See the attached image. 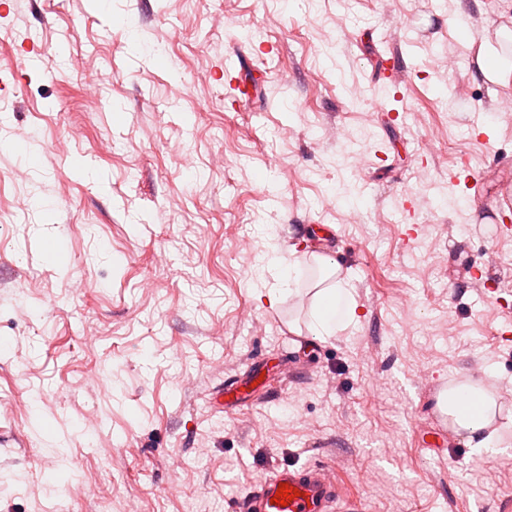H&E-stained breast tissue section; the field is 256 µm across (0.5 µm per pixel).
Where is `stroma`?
<instances>
[{"label": "stroma", "mask_w": 512, "mask_h": 512, "mask_svg": "<svg viewBox=\"0 0 512 512\" xmlns=\"http://www.w3.org/2000/svg\"><path fill=\"white\" fill-rule=\"evenodd\" d=\"M500 11L0 0V512H227L322 461L360 512L512 497V89L477 63ZM228 70L266 100L232 101ZM316 252L358 322L302 346ZM477 379L497 451L431 454L432 383Z\"/></svg>", "instance_id": "stroma-1"}]
</instances>
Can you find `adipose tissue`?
<instances>
[{
  "label": "adipose tissue",
  "mask_w": 512,
  "mask_h": 512,
  "mask_svg": "<svg viewBox=\"0 0 512 512\" xmlns=\"http://www.w3.org/2000/svg\"><path fill=\"white\" fill-rule=\"evenodd\" d=\"M356 323V302L348 281L341 278L316 291L308 322L311 335L330 337ZM444 408L468 447L478 451L495 447L497 433L491 428L495 400L481 384L449 388Z\"/></svg>",
  "instance_id": "ef3b65f1"
}]
</instances>
